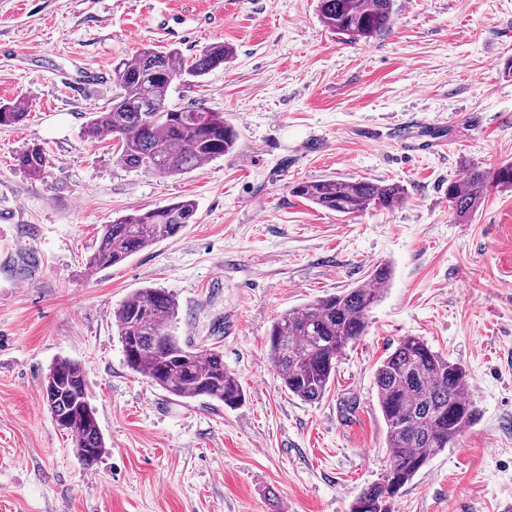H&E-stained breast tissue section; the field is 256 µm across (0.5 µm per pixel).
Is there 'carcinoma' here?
<instances>
[{
  "instance_id": "carcinoma-1",
  "label": "carcinoma",
  "mask_w": 512,
  "mask_h": 512,
  "mask_svg": "<svg viewBox=\"0 0 512 512\" xmlns=\"http://www.w3.org/2000/svg\"><path fill=\"white\" fill-rule=\"evenodd\" d=\"M396 6V0H319L318 12L331 33L367 40L391 27ZM230 54L219 43L189 58L175 49L145 46L119 60L112 74V99L92 113L83 136L92 142L111 138L121 164L154 175L187 174L230 153L237 132L224 119V112L189 102L175 104L170 97L171 77L185 82L201 78L223 67ZM27 110L22 98L0 104V126L22 122ZM17 162L39 177L48 158L43 148L32 146L18 155ZM493 188L512 189L511 161L493 169L473 164L465 169L462 180L448 182L445 195L457 223L469 222ZM291 192L344 216L372 208L393 210L406 199L398 183L363 178L305 180L294 184ZM195 211L194 202L179 200L121 216L103 226L86 265L103 270L121 264L177 235L191 223ZM391 277V269L379 265L372 269L367 284L290 308L273 322L268 355L282 389L308 403L324 397L338 359L364 335L368 313L381 300ZM177 314L176 298L162 288H141L121 303L114 312V325L126 366L174 397H205L230 409L241 405L245 394L237 378L224 368V354L172 334ZM374 387L386 426L388 467L378 482L355 497L350 512H394L399 492L479 418L476 403L466 395V371L418 336L397 341L377 366ZM42 391L54 422L73 433L81 460L95 465L106 451V442L89 403L80 364L67 358L56 361Z\"/></svg>"
}]
</instances>
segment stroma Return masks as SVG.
<instances>
[{
  "instance_id": "stroma-1",
  "label": "stroma",
  "mask_w": 512,
  "mask_h": 512,
  "mask_svg": "<svg viewBox=\"0 0 512 512\" xmlns=\"http://www.w3.org/2000/svg\"><path fill=\"white\" fill-rule=\"evenodd\" d=\"M318 0H0V512H349L388 460L375 370L404 336L462 365L478 423L406 485L394 512L512 507V191L456 223L466 165L512 160V0H397L389 31L346 42ZM231 56L171 97L223 111L233 151L184 175L121 165L82 135L113 71L143 45ZM443 147L420 149L425 131ZM45 149L43 176L15 161ZM387 180L407 199L354 217L311 206L301 180ZM188 199L177 236L89 270L103 225ZM392 281L321 401L281 389L267 334L284 311ZM174 294L176 334L219 347L245 393L230 409L170 396L127 368L113 314L134 291ZM78 362L107 448L78 458L43 401ZM27 110V102L22 98L0 104V126L19 124L25 118Z\"/></svg>"
}]
</instances>
